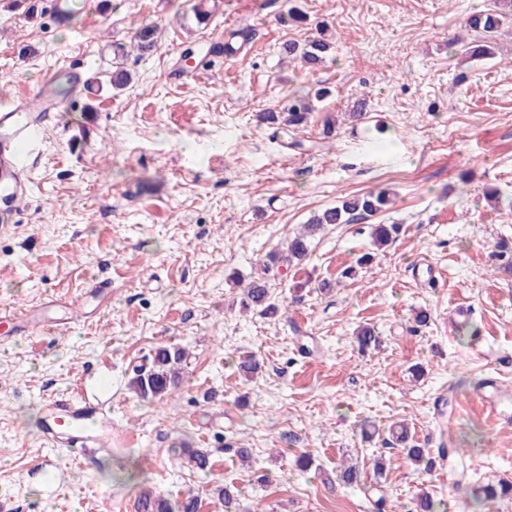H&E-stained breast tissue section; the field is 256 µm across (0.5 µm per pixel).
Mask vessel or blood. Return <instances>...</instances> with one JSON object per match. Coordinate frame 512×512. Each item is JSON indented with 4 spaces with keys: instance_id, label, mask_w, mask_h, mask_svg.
<instances>
[{
    "instance_id": "obj_1",
    "label": "vessel or blood",
    "mask_w": 512,
    "mask_h": 512,
    "mask_svg": "<svg viewBox=\"0 0 512 512\" xmlns=\"http://www.w3.org/2000/svg\"><path fill=\"white\" fill-rule=\"evenodd\" d=\"M57 104L42 94L16 99L0 106V223H13L28 200L30 180L26 156L34 148ZM14 332L22 336L41 330L52 331L61 323L76 324L77 312L64 319L45 315L39 309H26L14 317ZM98 406L60 394L51 398L44 412L42 436L53 445L85 451L99 445L100 437L94 429Z\"/></svg>"
}]
</instances>
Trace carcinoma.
<instances>
[{"label":"carcinoma","mask_w":512,"mask_h":512,"mask_svg":"<svg viewBox=\"0 0 512 512\" xmlns=\"http://www.w3.org/2000/svg\"><path fill=\"white\" fill-rule=\"evenodd\" d=\"M512 20V0H494L493 6L471 14L467 20L468 28L473 32L470 42L459 45L455 38L448 42L449 47L461 46L463 54L473 60L493 58L496 55L494 38L503 26L504 21ZM250 40L246 28L234 30L224 37V41L210 43L208 50L225 52L230 45L243 49ZM137 48L142 55L157 50L158 41L155 39V27L143 26L138 34ZM333 37L322 29L320 35L304 41L288 40L281 45L282 58L297 62L310 72L320 70L333 53ZM309 94H293L276 110H269L260 115L264 123L287 127L297 130L306 126L312 105L308 100ZM392 204L391 193L386 189L344 197L336 205L322 210L309 220L308 230L312 231L324 224H357L387 210ZM397 224H373L371 235L378 246L384 247L393 242L399 235ZM309 244L307 235L301 234L288 242L286 250L272 252L262 262L264 276L252 280L243 289L242 307L256 310L262 314H274L278 306L272 302L271 277L273 271L293 262H301L307 255ZM358 348L367 351L379 345V336L369 326H361L356 333ZM187 353L182 348L163 346L158 348L150 366L139 369L129 381V388L142 400L162 401L176 390L181 381L182 365ZM396 441L404 445L409 459L415 462L427 461L432 466L433 461L426 459V451L418 445L408 443L405 434L396 436ZM178 454L180 464L195 471H206L210 467L209 454L203 450L182 448L173 449ZM512 496V482L502 481L496 485L481 487V496L477 500L487 504L499 498ZM441 502L436 501L427 492L418 494L412 500V506L406 512H438ZM140 512H199L198 498L189 495L175 502L155 495L145 493L140 501Z\"/></svg>","instance_id":"obj_1"}]
</instances>
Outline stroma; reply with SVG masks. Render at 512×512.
I'll use <instances>...</instances> for the list:
<instances>
[{"label":"stroma","instance_id":"obj_1","mask_svg":"<svg viewBox=\"0 0 512 512\" xmlns=\"http://www.w3.org/2000/svg\"><path fill=\"white\" fill-rule=\"evenodd\" d=\"M50 2L0 0V103L50 75L79 72L104 89L93 111L60 104L35 146L28 204L0 231V310L52 298L59 314L89 283L107 290L73 329L0 338V512H137L147 490L191 492L200 512H224L227 484L241 491L237 512H377L381 496L404 512L422 490L448 512H512V498L483 507L471 494L512 480V398L497 415L476 395L485 378L512 390V272L497 259L512 244V27L489 60L448 46L491 0H94L96 13L62 20ZM293 3L306 24H287ZM146 24L159 48L142 56L133 43ZM323 26L334 62L315 73L281 62L284 41ZM239 28L252 42L213 75L169 79L187 47ZM117 67L131 81L113 91ZM320 87L332 94L304 128L259 120ZM362 98L367 118L349 120ZM381 188L398 240L380 250L369 230L325 226L273 280L277 316L240 309L259 258L338 198ZM363 325L381 340L365 354L353 338ZM167 344L187 351L181 386L138 399L134 370ZM249 356L261 363L251 379L237 371ZM62 392L100 400L99 453L75 459L41 439L42 404ZM399 423L421 447L444 435L463 449L468 494L407 458L391 435ZM180 444L207 449L209 470L180 467ZM346 462L363 469L359 487L339 485Z\"/></svg>","mask_w":512,"mask_h":512}]
</instances>
